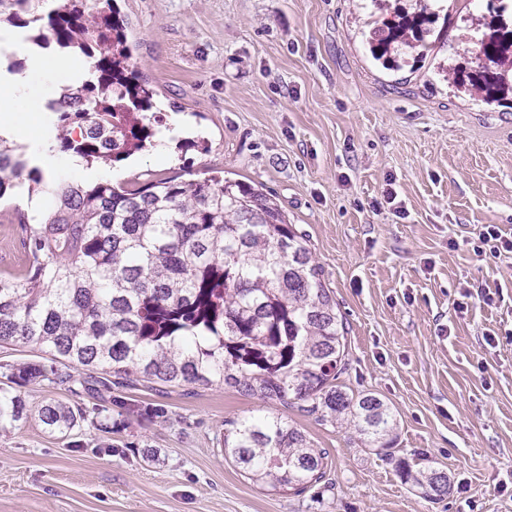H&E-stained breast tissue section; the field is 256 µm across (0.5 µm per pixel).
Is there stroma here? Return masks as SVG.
<instances>
[{
  "label": "stroma",
  "instance_id": "1",
  "mask_svg": "<svg viewBox=\"0 0 512 512\" xmlns=\"http://www.w3.org/2000/svg\"><path fill=\"white\" fill-rule=\"evenodd\" d=\"M412 0H116L164 120L202 145L144 149L87 178L114 185L221 176L262 188L306 234L346 325L355 393L399 421L391 456L286 413L328 452L329 483L259 488L225 461L224 423L263 410L231 388L158 393L171 419L70 448L38 419L0 436V512H512V102L485 104L443 69L474 71L498 0H444L446 41L401 70L375 60L376 21ZM395 191L394 204L385 194ZM16 197L0 200V277L16 270ZM160 460L144 461L141 443ZM447 472L448 496L406 484L396 459Z\"/></svg>",
  "mask_w": 512,
  "mask_h": 512
}]
</instances>
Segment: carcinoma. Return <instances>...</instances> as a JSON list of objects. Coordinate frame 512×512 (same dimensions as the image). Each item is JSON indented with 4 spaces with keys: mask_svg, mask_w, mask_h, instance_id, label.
<instances>
[{
    "mask_svg": "<svg viewBox=\"0 0 512 512\" xmlns=\"http://www.w3.org/2000/svg\"><path fill=\"white\" fill-rule=\"evenodd\" d=\"M0 0V25L25 30L37 49L92 61L89 77L49 104L55 121L48 150L110 165L154 145L163 126L154 91L130 66L125 20L111 0ZM414 16L369 32L381 59L423 41L428 0ZM471 73L450 68L460 88L488 103L512 91V29L480 39ZM47 192L36 224L19 215L22 267L0 282V346L29 344L41 362L1 363L0 433L36 416L51 435L72 441L88 422L103 434L170 419L163 404H136L127 389L228 386L264 403L294 409L323 425L354 431L387 453L397 440L391 408L372 393L338 383L346 327L305 235L253 185L177 176L142 185L68 181L47 187L25 147L0 138V199L18 185ZM64 386L95 400L31 402L32 381ZM121 417L112 419V414ZM224 457L254 484L302 491L326 481V453L288 419L261 413L224 423ZM400 477L430 499L448 495V474L396 460Z\"/></svg>",
    "mask_w": 512,
    "mask_h": 512,
    "instance_id": "1",
    "label": "carcinoma"
}]
</instances>
